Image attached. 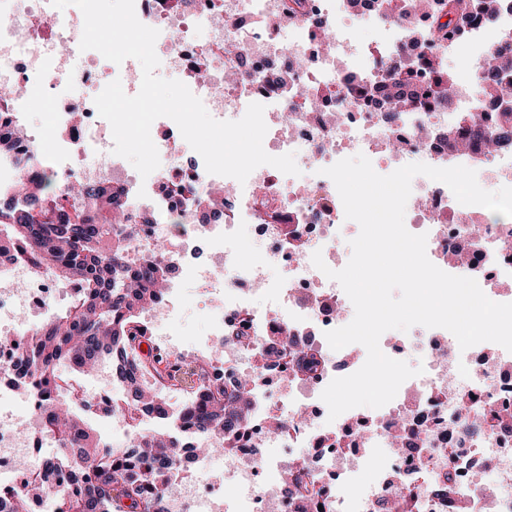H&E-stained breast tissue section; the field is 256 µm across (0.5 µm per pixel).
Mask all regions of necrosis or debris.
<instances>
[{"label":"necrosis or debris","mask_w":512,"mask_h":512,"mask_svg":"<svg viewBox=\"0 0 512 512\" xmlns=\"http://www.w3.org/2000/svg\"><path fill=\"white\" fill-rule=\"evenodd\" d=\"M138 19L158 29L159 68L184 75L191 92L215 119H241L248 106H265V151L295 153L299 175L256 168L246 182L207 173L201 156H186L171 137L158 140L160 166L141 177L112 152L108 123L93 100L112 81L127 95L138 93L142 69L135 59L115 64L98 51H80L83 15L50 0H0V86L20 87L0 103V127L22 130V147L0 157V186L51 171L59 187L74 180L105 188L125 187L131 208L156 221L135 225L130 267L153 257L159 237L178 240V270L198 281L206 305H220L211 319L212 342L223 353L210 362V377L246 384L255 405L250 426L233 454L215 466L198 455L200 438L189 425L181 461L168 466L167 512H380L405 499L407 512H512V430L489 424L490 415L512 418V352L493 342L460 350L442 328L414 330L406 338L382 335L380 348L401 360L418 351L424 371L406 380L385 406L361 416L350 409L329 420L320 395L338 377L336 351L326 331L345 325L349 298L325 271L312 264L321 252L328 269L347 260L338 241L347 222L334 182L324 168L358 154L387 175L419 155L434 167L463 165L478 180L512 187V151L485 153L482 143L448 156L433 147V134L447 125V112L388 121L372 102L322 96L344 77L378 83L386 65L414 61L429 46L433 0H420L414 14L388 18L376 9L354 10L348 0H135ZM382 38L362 40L366 27ZM469 39L439 44L441 61L466 70L455 83L452 110L472 113L482 88L469 72L499 44L512 43V13L494 27L474 25ZM288 72L274 86L262 75L278 60ZM451 110V111H452ZM226 185L224 221L209 224L200 188ZM415 202L405 226L426 234L427 256L456 274L454 254L466 257L469 277L486 296L512 302V225L483 221L484 207L457 202L443 183L416 176ZM177 215L181 224H167ZM254 240L259 259L242 260L240 244ZM279 277H272L271 268ZM78 282L33 273L16 243L0 240V497L28 496L29 512H56L57 499L41 493L74 489L67 462L42 475L36 466L54 442L33 422L38 401L19 394L13 382L21 347L40 318L60 300L78 294ZM175 311L173 290L140 317L157 345L179 351L165 328ZM245 332L224 339V325ZM297 337L315 352V372L300 370L293 352L277 350L281 335ZM98 391L74 388L70 396L88 411L112 420L113 437L132 454L135 420L118 410L109 372ZM280 432L269 433L272 421ZM302 467L315 496L288 490L290 468ZM453 478V497L436 485Z\"/></svg>","instance_id":"4bbe7bcc"}]
</instances>
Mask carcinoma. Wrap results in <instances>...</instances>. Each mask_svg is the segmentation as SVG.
Returning <instances> with one entry per match:
<instances>
[{
	"label": "carcinoma",
	"mask_w": 512,
	"mask_h": 512,
	"mask_svg": "<svg viewBox=\"0 0 512 512\" xmlns=\"http://www.w3.org/2000/svg\"><path fill=\"white\" fill-rule=\"evenodd\" d=\"M439 11L431 23V42L461 40L481 21L494 26L512 0H437ZM475 71L488 99V118L497 126L489 147H512V112L498 109L496 94L512 74V45L488 54ZM383 112H418L431 104L447 105L453 94V77L433 58L415 64L395 63L384 82L366 90ZM482 127L467 115L448 120L439 129L440 146L453 150L465 136L479 138ZM52 176L39 175L38 189L25 185L12 194L0 193V239L20 246L22 257L34 271L54 270L82 284L68 306L51 315L23 354L14 378L19 387L37 394L43 402L42 426L70 452L69 465L79 484L76 494L58 501V512H165L167 471L162 457H174L181 448L171 433L141 434L140 455L112 456V448L94 434L86 417L72 405L68 386L103 360L111 361L112 378L127 393L125 409L145 411L174 424L172 405L156 401L141 387L138 375L149 371L159 379L180 385L184 391L202 392L200 401L185 404L203 440L217 438L219 448L237 447L250 421L242 387H226L215 380L204 384L194 355H171L158 348L139 325L146 305L168 284L175 264L162 255L130 271L126 262L135 217L124 212V190L110 191L78 182L71 192L74 204L57 202L60 194L46 192ZM148 350L142 351V345Z\"/></svg>",
	"instance_id": "carcinoma-1"
}]
</instances>
